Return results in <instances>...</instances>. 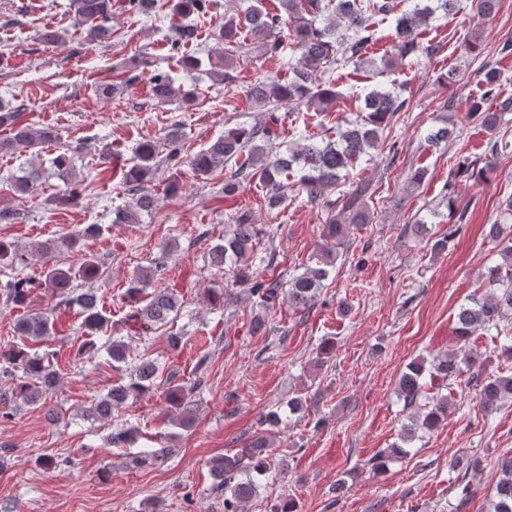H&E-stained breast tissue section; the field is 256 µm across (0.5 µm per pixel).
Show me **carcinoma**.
Listing matches in <instances>:
<instances>
[{
	"label": "carcinoma",
	"instance_id": "cac0c4a2",
	"mask_svg": "<svg viewBox=\"0 0 512 512\" xmlns=\"http://www.w3.org/2000/svg\"><path fill=\"white\" fill-rule=\"evenodd\" d=\"M409 9L398 10L397 0H279L273 9L263 6L262 0H250L242 14L224 18L215 33L216 57L208 58V74L222 81L229 74L221 72L233 65V53L241 47L242 28H247L259 42L264 55L286 60L288 75L266 74L249 88L250 102L263 109L261 121L256 125L238 126L224 132L201 150L189 157L182 154L180 124L170 126L164 141L151 139L140 141L135 147L134 164L126 173L125 185L131 193V201L112 210L114 224H140L142 217L156 207V197L143 186L152 176L160 160L175 169L188 165L197 177L207 176L224 165L235 162L236 170L224 177V196L232 197L245 181L258 180L266 189L270 211L280 209L288 200L290 182L298 184L297 193L307 202L322 206L328 215L323 225L322 246L319 261L288 279V288H282L277 280L260 279L259 265L269 267L276 253L257 256V240L262 233L248 210L232 215V224L224 232V239L208 249L209 265L224 269L230 266L232 284L245 287L248 296L266 310L275 308L281 299L288 301L297 312L310 311L318 301L325 281L335 268L339 248L344 245L349 226L369 224L373 220L368 199L369 184L358 181L341 192L335 199L330 192L349 178V172L361 162L372 160L384 133L393 124L397 114L403 111L406 100L393 89L376 84L365 89L360 97L361 113L353 121L344 122L334 141H314L306 133H300V142L279 151L282 136V105H304L319 115H327L340 96L336 90L333 73L350 65L359 69L390 70L396 64L415 63L429 49L420 42V29L428 28L455 7V0H412ZM122 7L132 15L152 16L164 8L158 0H123ZM112 0H69V10L86 28V42L103 45L112 40ZM209 0H176L173 9L164 14L169 19L168 39L170 49L179 54V63L189 71H200L203 59L186 53L188 46L197 39V29L192 18L207 13ZM374 17L389 21L392 28V56L376 60L372 50L377 43V33L370 20ZM498 76L495 71L486 73L479 98L469 103L468 110L480 118L482 125L493 132L501 120V114L509 110V104L500 105V112L482 109L485 101L498 98ZM149 93L153 100L165 104L180 100L187 105L194 103L191 91L175 85V79L166 72H155L150 78ZM7 126L11 135L0 139V151L14 153L18 150L40 155L37 148L48 141L58 139L50 127L34 128L26 119L25 101L0 99V127ZM454 129L447 126L427 131L425 140L438 146L448 143ZM81 146L68 147L56 155L53 167L64 178V191L54 203L67 207L78 202L80 191L77 182L71 180L75 153ZM477 161L465 160L457 166L455 178L464 180L491 170L490 164L475 169ZM39 169L21 166L9 179L13 197L24 200L36 193ZM103 232L100 224H87L75 233L37 241L27 248L0 239V272L10 275L0 288V298L6 306L26 304L36 290H44L59 298L56 307L77 306L80 309L79 328L86 336L107 337L106 353L112 367L119 370L131 365L128 380L112 385L108 393L92 403L87 415L96 419L111 417L119 406L134 401L152 391L158 366L153 360L133 357V345L149 340L179 312L182 302L176 291L159 284L161 266L136 269L127 281L125 293L130 307L120 320L125 335L115 336L117 331L110 318L99 309V297L91 289L76 292L73 282L77 278L95 279L103 270L105 257L87 258L78 271L53 267L43 277L35 279L23 276L31 257L37 255L49 261L56 254L80 252L85 241L99 237ZM489 235L504 242L500 255L502 263L487 268L484 273L489 286L488 294L472 303L460 306L456 315V336L464 343L473 336L490 339L501 355L512 359V328L504 321L512 312V237H508L503 224L490 225ZM53 327L49 313L30 310L15 324L17 335L41 342L50 335ZM56 352L32 353L27 346H14L0 352V373L11 376L13 386L0 391V416L9 419L18 404L43 406L57 382L52 364ZM476 361L464 345L456 350L437 354L431 359L424 357L410 362L397 384V396L404 409H411L407 422L402 426L399 443L370 460L374 471L385 468L386 462L406 453L419 433L431 431L447 418L450 401L448 394L429 396L425 386L443 389L451 382L467 376V383L474 384L481 407L491 412L505 398L512 396V374L485 380L475 370ZM193 389L175 386L164 393V400L174 411H182L181 424L192 420L191 395ZM426 403L419 404L420 399ZM281 424L278 411L270 410L262 417L263 430L256 433L250 443L230 455L216 456L211 460L210 473L217 486L224 489V512H243V505L256 493L255 477L265 475L272 462L267 452L268 435ZM175 452L173 448L146 449L129 457L127 466L144 469L156 465ZM501 475L489 500L490 512H512V457L502 459Z\"/></svg>",
	"mask_w": 512,
	"mask_h": 512
}]
</instances>
